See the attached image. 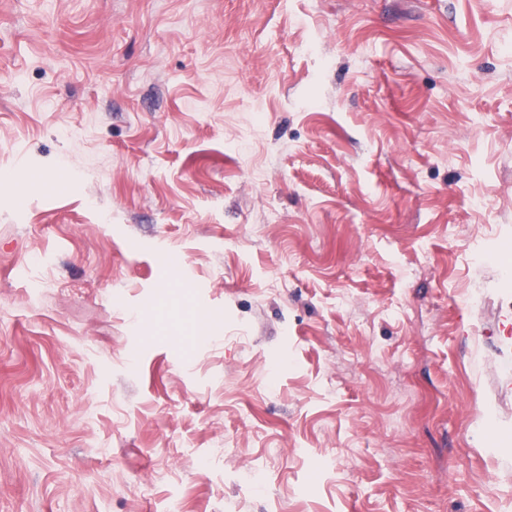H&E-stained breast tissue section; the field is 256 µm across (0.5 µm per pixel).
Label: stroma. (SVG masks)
<instances>
[{"instance_id":"stroma-1","label":"stroma","mask_w":512,"mask_h":512,"mask_svg":"<svg viewBox=\"0 0 512 512\" xmlns=\"http://www.w3.org/2000/svg\"><path fill=\"white\" fill-rule=\"evenodd\" d=\"M506 242L512 0H0V512H512Z\"/></svg>"}]
</instances>
